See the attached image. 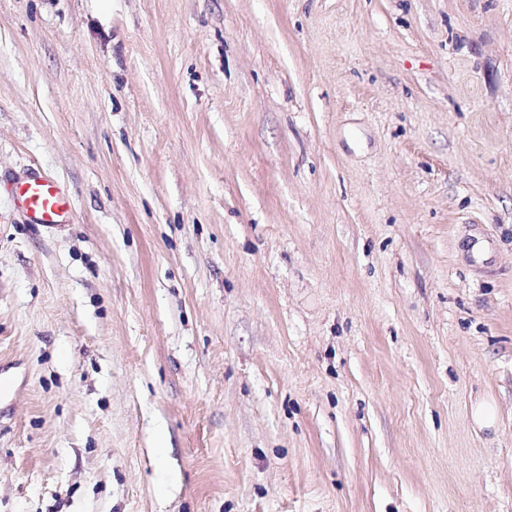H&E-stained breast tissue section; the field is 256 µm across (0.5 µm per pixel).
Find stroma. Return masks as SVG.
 <instances>
[{"label":"stroma","mask_w":512,"mask_h":512,"mask_svg":"<svg viewBox=\"0 0 512 512\" xmlns=\"http://www.w3.org/2000/svg\"><path fill=\"white\" fill-rule=\"evenodd\" d=\"M0 512H512V0H0ZM19 187L26 211L38 224H64L68 221L71 200L62 185L33 175Z\"/></svg>","instance_id":"stroma-1"}]
</instances>
